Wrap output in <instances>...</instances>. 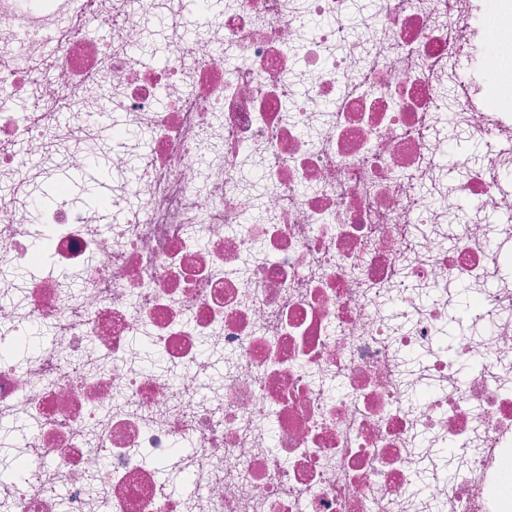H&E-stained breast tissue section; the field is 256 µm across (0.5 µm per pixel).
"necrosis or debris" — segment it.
Instances as JSON below:
<instances>
[{"label": "necrosis or debris", "instance_id": "obj_1", "mask_svg": "<svg viewBox=\"0 0 512 512\" xmlns=\"http://www.w3.org/2000/svg\"><path fill=\"white\" fill-rule=\"evenodd\" d=\"M505 29L512 0H0V436L34 425L0 512H512ZM96 111L89 207L20 158L82 171Z\"/></svg>", "mask_w": 512, "mask_h": 512}]
</instances>
